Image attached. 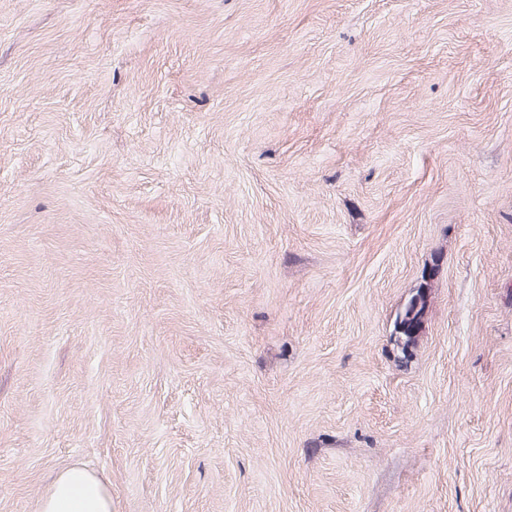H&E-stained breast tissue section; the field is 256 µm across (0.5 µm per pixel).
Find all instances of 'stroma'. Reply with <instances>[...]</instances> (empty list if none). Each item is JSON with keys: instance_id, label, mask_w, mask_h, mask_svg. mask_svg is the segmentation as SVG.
<instances>
[{"instance_id": "35a3bbf8", "label": "stroma", "mask_w": 512, "mask_h": 512, "mask_svg": "<svg viewBox=\"0 0 512 512\" xmlns=\"http://www.w3.org/2000/svg\"><path fill=\"white\" fill-rule=\"evenodd\" d=\"M75 465L512 512V0H0V512ZM435 269L436 267H432L428 270L426 267L423 283L396 314L393 330L396 339L394 341L397 347L401 349L404 357L408 355L409 348L413 345L422 326L427 308V288L431 287V281H433L435 276Z\"/></svg>"}]
</instances>
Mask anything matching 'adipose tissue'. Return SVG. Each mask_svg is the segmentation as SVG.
Masks as SVG:
<instances>
[{
	"label": "adipose tissue",
	"instance_id": "ef3b65f1",
	"mask_svg": "<svg viewBox=\"0 0 512 512\" xmlns=\"http://www.w3.org/2000/svg\"><path fill=\"white\" fill-rule=\"evenodd\" d=\"M41 512H112V492L94 472L73 466L55 479Z\"/></svg>",
	"mask_w": 512,
	"mask_h": 512
}]
</instances>
